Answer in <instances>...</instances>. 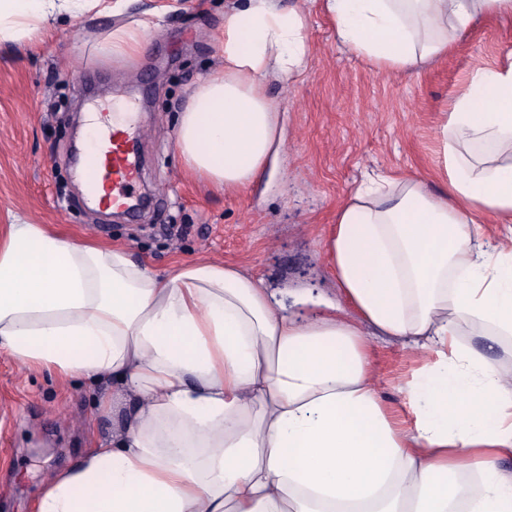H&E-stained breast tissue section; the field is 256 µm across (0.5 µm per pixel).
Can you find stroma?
Wrapping results in <instances>:
<instances>
[{
    "mask_svg": "<svg viewBox=\"0 0 512 512\" xmlns=\"http://www.w3.org/2000/svg\"><path fill=\"white\" fill-rule=\"evenodd\" d=\"M156 2L129 0L115 16H64L33 42L0 43V225L20 214L126 247L159 274L176 262L230 263L300 318L327 302L345 304L325 244L365 172L429 177L437 112L470 75L504 63L512 50V17H494L447 58L381 72L337 44L316 0H283L307 18L308 67L288 85H267L284 136L276 171L227 193L184 176L175 128L198 78L223 63L228 0H180L134 60L98 51L113 28ZM118 101L132 104L147 131L138 141L136 191L150 202L130 214L91 207L78 180L88 106ZM371 360L386 405L406 414L402 385L421 361L400 340L378 338ZM111 433V419L96 411L81 380L63 385L0 355V512H32L41 486Z\"/></svg>",
    "mask_w": 512,
    "mask_h": 512,
    "instance_id": "stroma-1",
    "label": "stroma"
}]
</instances>
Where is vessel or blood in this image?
<instances>
[{"instance_id":"vessel-or-blood-1","label":"vessel or blood","mask_w":512,"mask_h":512,"mask_svg":"<svg viewBox=\"0 0 512 512\" xmlns=\"http://www.w3.org/2000/svg\"><path fill=\"white\" fill-rule=\"evenodd\" d=\"M101 130L93 135V154L85 167V179L90 191L106 185L107 198L112 204L126 205L139 179L134 151L133 129L111 126L107 116H100Z\"/></svg>"}]
</instances>
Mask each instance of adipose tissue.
Segmentation results:
<instances>
[{
    "label": "adipose tissue",
    "instance_id": "adipose-tissue-1",
    "mask_svg": "<svg viewBox=\"0 0 512 512\" xmlns=\"http://www.w3.org/2000/svg\"><path fill=\"white\" fill-rule=\"evenodd\" d=\"M339 46L383 71L447 57L512 0H320ZM126 0H0V42ZM162 11L114 28L98 50L138 57ZM306 17L234 0L224 63L178 118L185 172L227 191L283 148L269 79L307 67ZM445 191L365 174L326 248L354 315H288L235 265L149 272L102 246L24 220L0 226V354L101 389L112 433L46 482L35 512H512V372L462 342L512 337V59L477 70L438 114ZM502 224L489 239L476 214ZM425 361L403 385L411 418L382 401L373 337Z\"/></svg>",
    "mask_w": 512,
    "mask_h": 512
}]
</instances>
